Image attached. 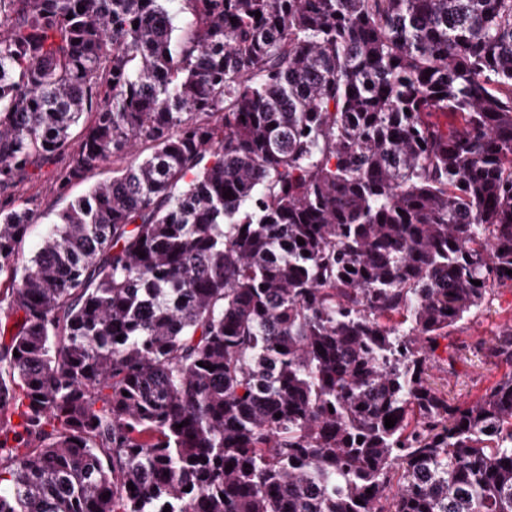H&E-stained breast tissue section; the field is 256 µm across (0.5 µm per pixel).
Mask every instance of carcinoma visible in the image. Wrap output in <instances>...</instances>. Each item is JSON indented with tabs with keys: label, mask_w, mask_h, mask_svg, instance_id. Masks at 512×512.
Returning a JSON list of instances; mask_svg holds the SVG:
<instances>
[{
	"label": "carcinoma",
	"mask_w": 512,
	"mask_h": 512,
	"mask_svg": "<svg viewBox=\"0 0 512 512\" xmlns=\"http://www.w3.org/2000/svg\"><path fill=\"white\" fill-rule=\"evenodd\" d=\"M63 155L117 168L23 264L0 201V512H512V325L429 382L512 285V0H0V190ZM506 322L512 324V288L494 286L482 306L451 330L454 374H448V362L432 368V386L448 399L466 401L500 379L504 368L488 357L486 348Z\"/></svg>",
	"instance_id": "cac0c4a2"
}]
</instances>
